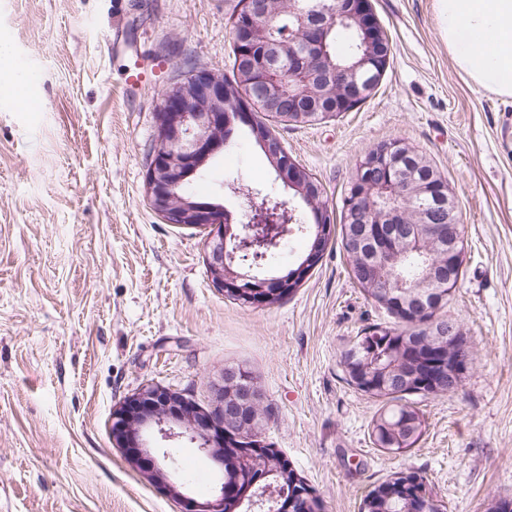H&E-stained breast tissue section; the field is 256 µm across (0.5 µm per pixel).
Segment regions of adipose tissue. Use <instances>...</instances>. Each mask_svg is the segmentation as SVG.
I'll return each mask as SVG.
<instances>
[{
    "mask_svg": "<svg viewBox=\"0 0 512 512\" xmlns=\"http://www.w3.org/2000/svg\"><path fill=\"white\" fill-rule=\"evenodd\" d=\"M448 52L467 82L512 97V0H436Z\"/></svg>",
    "mask_w": 512,
    "mask_h": 512,
    "instance_id": "1",
    "label": "adipose tissue"
}]
</instances>
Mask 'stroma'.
Segmentation results:
<instances>
[{
  "label": "stroma",
  "mask_w": 512,
  "mask_h": 512,
  "mask_svg": "<svg viewBox=\"0 0 512 512\" xmlns=\"http://www.w3.org/2000/svg\"><path fill=\"white\" fill-rule=\"evenodd\" d=\"M237 0H0L11 51L0 86V512H185L112 440V413L147 385L210 408L224 368L259 386L261 438L321 496L359 512L398 471L419 472L441 512H488L512 499V98L471 86L441 34L436 0H372L389 66L359 109L315 125L276 124L284 149L322 184L347 191L365 150L399 139L448 182L463 267L444 315L470 341L455 393L421 399L414 448L373 444L380 400L347 384L341 352L385 311L349 275L333 241L297 291L271 306L214 288L207 232L165 223L146 173L163 91L190 71L231 73ZM147 83L123 92L131 64ZM242 182L291 192L246 132L190 182L199 199L244 217ZM212 498L223 468L182 443Z\"/></svg>",
  "instance_id": "stroma-1"
}]
</instances>
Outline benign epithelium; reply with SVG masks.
<instances>
[{"mask_svg":"<svg viewBox=\"0 0 512 512\" xmlns=\"http://www.w3.org/2000/svg\"><path fill=\"white\" fill-rule=\"evenodd\" d=\"M345 15L353 19L359 28L364 53L357 65L345 71L341 87L333 78L338 72L330 56L327 33L335 28L340 16L337 3L327 0L312 10H294L299 26V39L266 47V61L262 69L268 76L267 91L256 99H250L251 107L243 112H231L224 108V80L206 70H197L184 80L173 84L162 94L161 104L155 113L157 143L147 170L146 193L152 209L168 224H188L209 230L208 269L215 288L234 296H243L250 302L254 295L269 285L284 283L282 278L271 279L257 272L234 270L236 255L255 244L251 232L264 224H280L283 219L271 214L266 206L257 203L259 193L250 191L251 204L246 213L247 222L234 224L233 213L217 203L203 204L185 198L175 192L188 177L198 174L206 163L224 149V134L233 131L241 123L257 126L264 116H277L282 111L283 97L288 95L298 103L297 118H320L323 99L340 94L342 106L368 95L385 74L390 58L387 31L380 24L371 0H347ZM264 152L273 163L278 179L295 191V197L303 202L319 193L316 184L299 180L298 164L288 160V168H281L279 157L284 149L277 140L262 139ZM386 178L392 190H397L413 175L405 170L400 158L381 160L374 155L365 158L352 178L355 188L354 201L363 198L376 180ZM434 209H420L407 217L405 209L392 205L372 206L345 220L347 224H369L368 234L351 235L349 249L363 252L367 244L393 240L387 253L389 262L400 257L404 240L411 235L413 224L424 225L423 234L438 237L442 231L433 226ZM327 232L316 226L315 236L309 245V256L298 269L306 277L324 248ZM448 264V284L461 274L462 236L457 214L448 210V252L442 254ZM433 272H427L408 283H398L417 294V309L427 308L426 297L430 294ZM216 403L209 410H201L182 395L161 386H148L127 397L112 413V439L116 446L125 450L130 461L141 467L144 476L159 482L168 491L181 495L177 480L169 469V453L162 452L157 458L155 442L187 439L201 450L208 452L219 463H224L227 448L260 447L258 419H253L243 443L230 442L232 428L240 417L241 405L236 399L224 398V389L215 395ZM286 490L271 484L262 493L250 499L262 508L285 496ZM242 499H232L220 487L214 499L204 503L184 498L186 512H236Z\"/></svg>","mask_w":512,"mask_h":512,"instance_id":"benign-epithelium-1","label":"benign epithelium"}]
</instances>
